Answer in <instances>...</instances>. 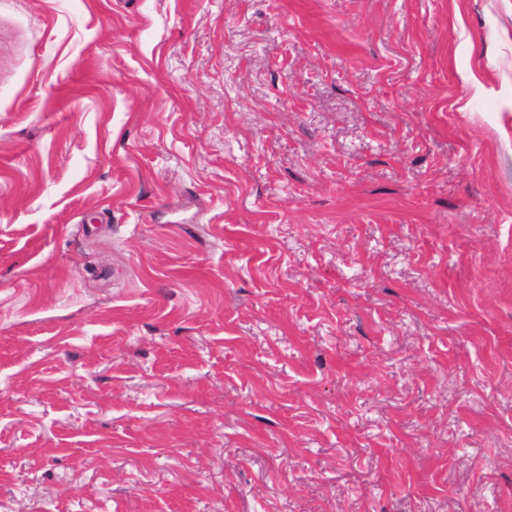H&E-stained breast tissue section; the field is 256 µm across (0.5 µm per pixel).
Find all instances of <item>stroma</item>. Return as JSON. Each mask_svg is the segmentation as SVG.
I'll return each mask as SVG.
<instances>
[{
    "mask_svg": "<svg viewBox=\"0 0 512 512\" xmlns=\"http://www.w3.org/2000/svg\"><path fill=\"white\" fill-rule=\"evenodd\" d=\"M0 512H512V0H0Z\"/></svg>",
    "mask_w": 512,
    "mask_h": 512,
    "instance_id": "stroma-1",
    "label": "stroma"
}]
</instances>
